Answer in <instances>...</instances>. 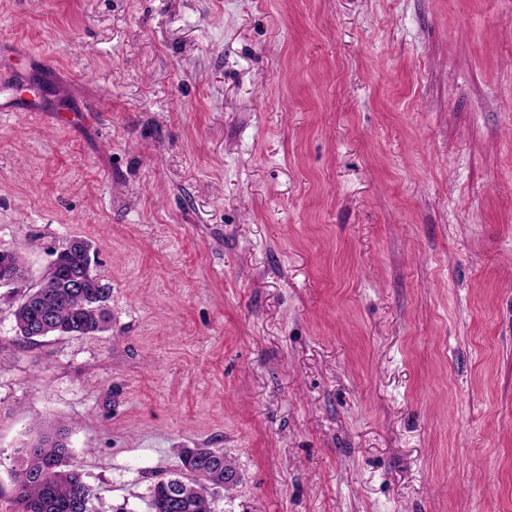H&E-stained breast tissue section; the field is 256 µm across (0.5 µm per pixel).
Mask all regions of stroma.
I'll return each mask as SVG.
<instances>
[{"label":"stroma","instance_id":"obj_1","mask_svg":"<svg viewBox=\"0 0 512 512\" xmlns=\"http://www.w3.org/2000/svg\"><path fill=\"white\" fill-rule=\"evenodd\" d=\"M0 248L81 237L112 328L15 339L110 512L187 448L213 512H512V0H0Z\"/></svg>","mask_w":512,"mask_h":512}]
</instances>
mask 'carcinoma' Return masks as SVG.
<instances>
[{
  "instance_id": "carcinoma-1",
  "label": "carcinoma",
  "mask_w": 512,
  "mask_h": 512,
  "mask_svg": "<svg viewBox=\"0 0 512 512\" xmlns=\"http://www.w3.org/2000/svg\"><path fill=\"white\" fill-rule=\"evenodd\" d=\"M92 249L88 240L72 239L57 267L32 288L26 284L21 257L0 248V269L15 274L13 290L19 295L14 311L17 340L32 343L52 335L96 336L111 329L107 308L111 288L101 276L88 278L82 288L72 287L73 279L84 274ZM44 314L52 315V321L38 332L30 331ZM69 456L67 429L54 424L39 427L34 439L18 449L17 464L10 473L18 512H106L93 506L98 496L82 472L70 465ZM226 466L232 468L235 463L222 452L185 450L181 466L151 487L149 512H212L211 491L224 482Z\"/></svg>"
}]
</instances>
